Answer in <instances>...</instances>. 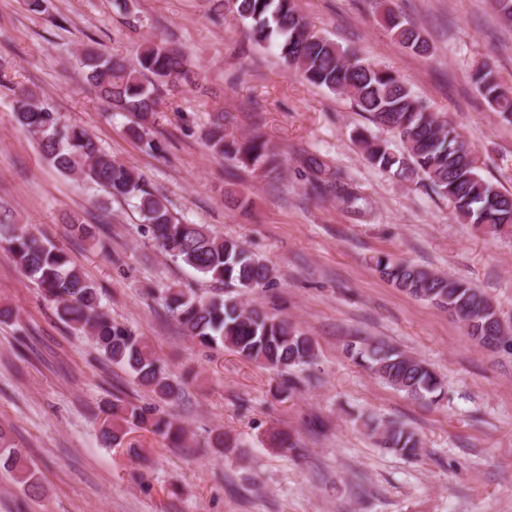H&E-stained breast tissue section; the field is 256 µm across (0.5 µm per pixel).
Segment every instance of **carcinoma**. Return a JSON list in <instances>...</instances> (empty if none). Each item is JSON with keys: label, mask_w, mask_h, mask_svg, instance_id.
I'll return each instance as SVG.
<instances>
[{"label": "carcinoma", "mask_w": 512, "mask_h": 512, "mask_svg": "<svg viewBox=\"0 0 512 512\" xmlns=\"http://www.w3.org/2000/svg\"><path fill=\"white\" fill-rule=\"evenodd\" d=\"M233 15L257 44H274L284 64L297 70L311 84L332 93L347 94L358 111L396 134L404 146L398 152L364 131L357 142L368 162L402 182L425 183L448 200L457 218L482 224L495 231L512 227V191L481 174L470 147L451 124L429 111L427 104L392 70L371 64L350 49L318 35L295 0H225ZM373 8L396 40L425 56L429 44L421 31L387 8L386 0H374ZM86 78L108 112L127 117L124 135L153 152L160 145L149 138L159 103L161 85L178 88L192 85L195 72L175 48L151 42L143 47L137 66L88 48L79 57ZM472 80L489 108L512 120V91L496 77L489 61L477 63ZM17 125L35 138L47 165L60 175L104 190L112 198L135 201L141 222L156 245L172 261L183 263L211 280L233 288L237 296H204L180 288L162 292L165 309L188 335L204 346L222 345L240 357L281 374L310 366L317 357L313 337L285 318L246 308L237 297L265 285L272 269L239 241L216 235L204 224H189L175 217L167 199L133 169L116 161L88 129L70 123L30 88L14 90ZM209 150L229 157L247 168L269 174L279 167L278 152L259 135L241 140L224 134L219 117L205 133ZM315 178L313 190L331 193L343 209L360 215L367 202L352 183L330 174L318 154L304 158ZM0 243L12 253L19 268L55 305L57 317L74 331L90 338L110 362L126 369L156 399L170 404L183 393L182 383L164 369L146 340L128 326L112 319L101 303L99 288L70 264L65 251L40 238L31 224H1ZM377 271L396 288L452 312L467 334L478 343L512 351V336L502 324L494 302L468 283L422 267L376 258ZM346 354L393 389L415 400L437 404L445 398V383L425 361L381 342H352ZM106 417L99 427L104 445L121 444L132 426L144 425L174 445L184 429L151 407L138 405L117 394L105 403ZM380 444L402 456L415 457L421 440L397 422L375 425ZM0 470L7 472L25 492L43 495L44 486L36 464L12 448L0 428Z\"/></svg>", "instance_id": "1"}]
</instances>
